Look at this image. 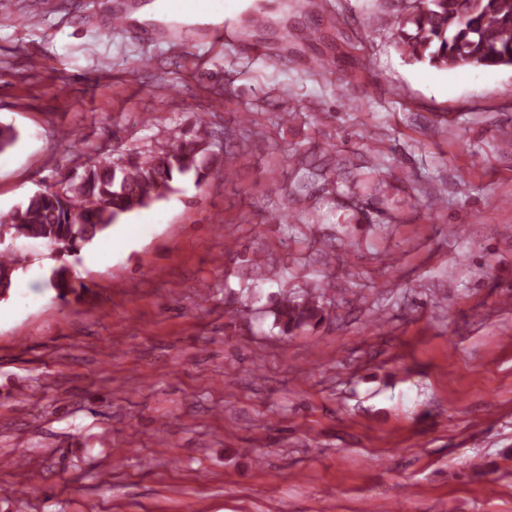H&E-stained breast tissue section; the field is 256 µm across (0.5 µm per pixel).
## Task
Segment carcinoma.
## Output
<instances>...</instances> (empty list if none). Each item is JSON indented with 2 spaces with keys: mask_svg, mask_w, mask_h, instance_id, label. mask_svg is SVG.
I'll use <instances>...</instances> for the list:
<instances>
[{
  "mask_svg": "<svg viewBox=\"0 0 512 512\" xmlns=\"http://www.w3.org/2000/svg\"><path fill=\"white\" fill-rule=\"evenodd\" d=\"M413 10L396 18L403 54L441 69L499 67L512 61V0H413ZM199 124L187 136L173 133L161 147L146 154L129 153L118 161H92L82 173L70 174L57 189L29 196L16 207L0 212L3 239L40 241L60 255H74L127 215L147 208L174 191L192 175L205 183L217 164L209 136ZM25 257L13 248L0 249V299L12 287ZM48 285L67 303L82 299L85 284H75L69 265H56ZM323 293L305 292L283 297L271 310L273 325L288 336L319 322L324 316Z\"/></svg>",
  "mask_w": 512,
  "mask_h": 512,
  "instance_id": "1",
  "label": "carcinoma"
}]
</instances>
